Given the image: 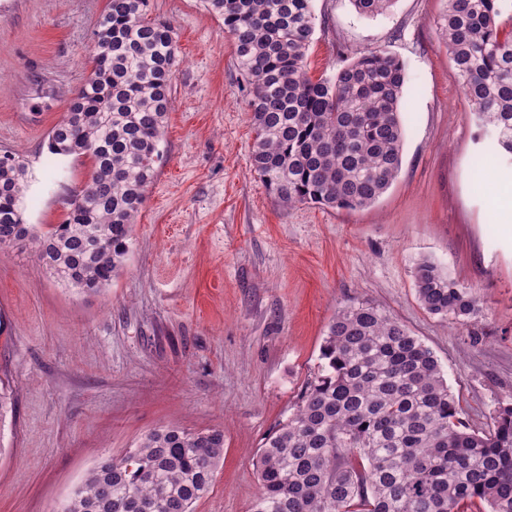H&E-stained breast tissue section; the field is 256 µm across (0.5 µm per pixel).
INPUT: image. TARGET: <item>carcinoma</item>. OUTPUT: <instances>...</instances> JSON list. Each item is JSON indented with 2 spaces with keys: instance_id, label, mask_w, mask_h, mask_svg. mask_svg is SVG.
Wrapping results in <instances>:
<instances>
[{
  "instance_id": "1",
  "label": "carcinoma",
  "mask_w": 512,
  "mask_h": 512,
  "mask_svg": "<svg viewBox=\"0 0 512 512\" xmlns=\"http://www.w3.org/2000/svg\"><path fill=\"white\" fill-rule=\"evenodd\" d=\"M224 20L249 87L253 171L288 206L355 210L397 179L404 127L403 63L367 50L332 81L312 79V0H204ZM357 13L395 0H351ZM497 0H447L440 36L482 135L512 156V29ZM92 70L49 133L51 153L88 157L92 175L65 221L37 233L21 208L27 168L0 156V246L30 242L49 272L98 293L121 268L157 173L179 63L171 24L149 0H109ZM431 315L465 326L480 298L436 264L415 273ZM324 363L294 412L266 438L252 512H512V404L487 431L460 417L434 352L371 302L341 307ZM224 460V428L176 425L90 470L60 512H193Z\"/></svg>"
}]
</instances>
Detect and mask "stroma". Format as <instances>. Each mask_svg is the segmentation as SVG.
I'll return each instance as SVG.
<instances>
[{
  "instance_id": "1",
  "label": "stroma",
  "mask_w": 512,
  "mask_h": 512,
  "mask_svg": "<svg viewBox=\"0 0 512 512\" xmlns=\"http://www.w3.org/2000/svg\"><path fill=\"white\" fill-rule=\"evenodd\" d=\"M108 0H0V154L20 155L26 223H62L88 160L57 157L48 133L85 82ZM446 0H395L360 15L313 0L312 79L385 50L406 83L400 174L373 205H281L254 173L248 86L223 20L203 0H150L171 22L179 64L155 180L125 261L105 288L58 282L28 246L0 248V512H56L97 463L167 425L224 428V461L194 512H251L265 439L317 371L329 322L368 301L437 357L470 427L512 403V234L491 223L512 204V165L480 139L441 42ZM492 154L499 201L474 192ZM480 296L463 328L419 303L422 260Z\"/></svg>"
}]
</instances>
